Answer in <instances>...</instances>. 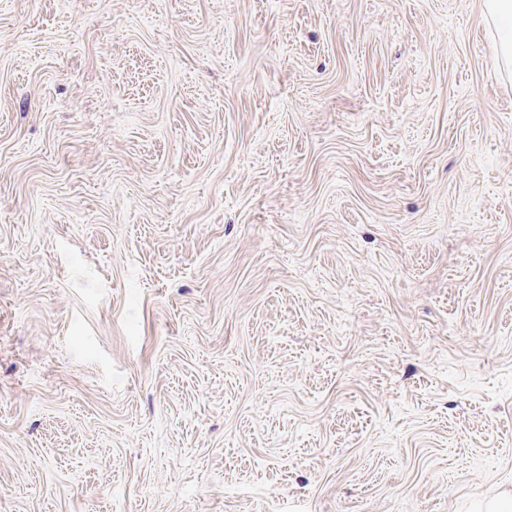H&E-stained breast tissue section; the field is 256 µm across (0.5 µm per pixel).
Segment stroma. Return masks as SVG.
Segmentation results:
<instances>
[{
  "label": "stroma",
  "instance_id": "35a3bbf8",
  "mask_svg": "<svg viewBox=\"0 0 512 512\" xmlns=\"http://www.w3.org/2000/svg\"><path fill=\"white\" fill-rule=\"evenodd\" d=\"M512 500V72L485 0H0V512Z\"/></svg>",
  "mask_w": 512,
  "mask_h": 512
}]
</instances>
